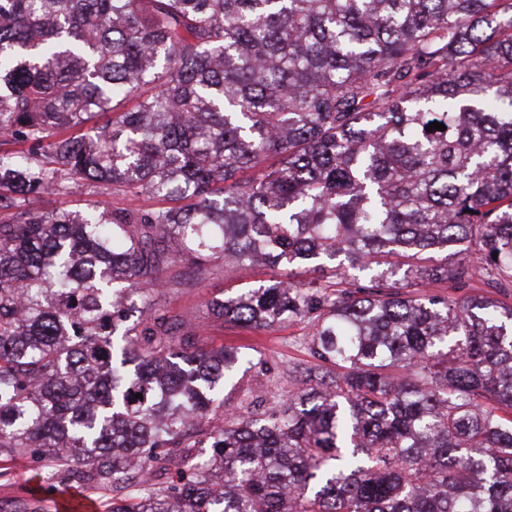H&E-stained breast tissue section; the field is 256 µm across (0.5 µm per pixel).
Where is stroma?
I'll use <instances>...</instances> for the list:
<instances>
[{
    "label": "stroma",
    "mask_w": 512,
    "mask_h": 512,
    "mask_svg": "<svg viewBox=\"0 0 512 512\" xmlns=\"http://www.w3.org/2000/svg\"><path fill=\"white\" fill-rule=\"evenodd\" d=\"M101 200L117 207H145L149 204L143 197L121 192L104 196L97 188L91 187L78 189L68 197H41L35 206L48 212L83 207ZM280 275V269L268 266L232 269L219 263L203 277L174 267L163 274L168 287L159 301L195 324L200 343L210 347H254L269 372V392L284 397L303 387L299 370L312 362L308 351L311 326L303 321H294L265 332L248 333L211 321L205 314V304L212 297L260 281L274 280ZM50 469L49 462L45 460L24 459L10 463L7 475L0 476V512H56L53 496L60 487L48 482Z\"/></svg>",
    "instance_id": "1"
}]
</instances>
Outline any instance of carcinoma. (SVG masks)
<instances>
[{
  "label": "carcinoma",
  "instance_id": "carcinoma-1",
  "mask_svg": "<svg viewBox=\"0 0 512 512\" xmlns=\"http://www.w3.org/2000/svg\"><path fill=\"white\" fill-rule=\"evenodd\" d=\"M85 186L158 206L29 205ZM221 259L288 279L214 318L312 325L260 414L153 307ZM475 279L512 288V0H0L1 463L108 512H512V305L422 294Z\"/></svg>",
  "mask_w": 512,
  "mask_h": 512
}]
</instances>
